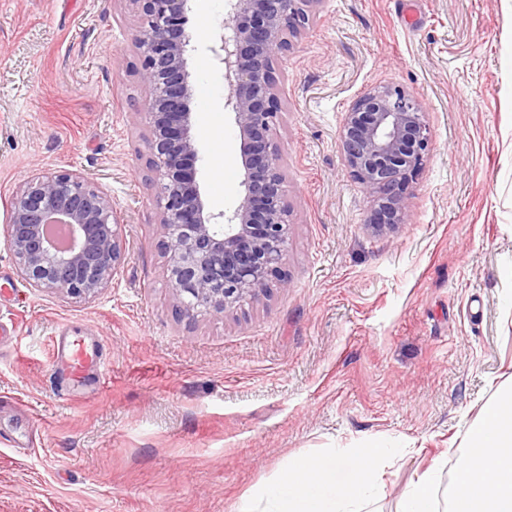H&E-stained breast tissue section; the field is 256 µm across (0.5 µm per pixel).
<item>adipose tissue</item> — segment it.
I'll list each match as a JSON object with an SVG mask.
<instances>
[{
	"label": "adipose tissue",
	"mask_w": 512,
	"mask_h": 512,
	"mask_svg": "<svg viewBox=\"0 0 512 512\" xmlns=\"http://www.w3.org/2000/svg\"><path fill=\"white\" fill-rule=\"evenodd\" d=\"M449 495L439 465L407 485L398 512H512V386L501 389L470 423ZM393 448H328L290 456L276 476L257 484L235 512H368L384 493Z\"/></svg>",
	"instance_id": "adipose-tissue-1"
}]
</instances>
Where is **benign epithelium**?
<instances>
[{
  "label": "benign epithelium",
  "mask_w": 512,
  "mask_h": 512,
  "mask_svg": "<svg viewBox=\"0 0 512 512\" xmlns=\"http://www.w3.org/2000/svg\"><path fill=\"white\" fill-rule=\"evenodd\" d=\"M139 18L132 43L148 88L139 114L153 186L160 201L166 283L179 315L223 318L288 282L290 209L272 131L281 114L273 56L301 35L319 0H229L220 42L224 106L240 133L241 199L231 214L210 211L197 181L192 85L185 55L188 0H128ZM432 134L419 102L402 86L375 85L346 111L340 149L371 206L379 232L409 220L405 186L423 169ZM68 227L61 245L49 233ZM7 246L29 286L65 299L89 300L112 285L125 260L112 198L72 170L35 173L13 193Z\"/></svg>",
  "instance_id": "benign-epithelium-1"
}]
</instances>
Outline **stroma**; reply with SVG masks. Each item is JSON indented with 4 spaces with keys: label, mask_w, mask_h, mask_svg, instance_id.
<instances>
[{
    "label": "stroma",
    "mask_w": 512,
    "mask_h": 512,
    "mask_svg": "<svg viewBox=\"0 0 512 512\" xmlns=\"http://www.w3.org/2000/svg\"><path fill=\"white\" fill-rule=\"evenodd\" d=\"M198 183L242 194L239 131L209 46L226 0H190ZM128 0H0V512H232L290 455L375 438L406 449L380 512L434 462L449 485L466 426L512 377V0H319L275 61L272 134L293 222L288 283L223 318L181 319L149 185L148 90ZM406 87L432 131L375 234L339 148L354 99ZM80 172L112 197L125 260L75 302L27 285L5 242L28 176ZM86 336L111 380L71 386L56 336Z\"/></svg>",
    "instance_id": "stroma-1"
}]
</instances>
